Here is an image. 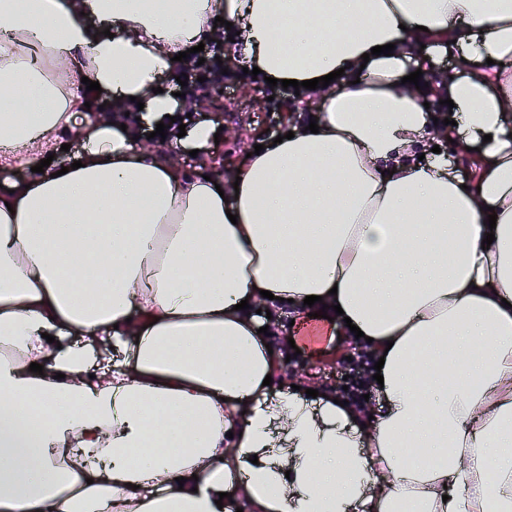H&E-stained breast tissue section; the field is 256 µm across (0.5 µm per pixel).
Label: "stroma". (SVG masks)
<instances>
[{"instance_id":"stroma-1","label":"stroma","mask_w":512,"mask_h":512,"mask_svg":"<svg viewBox=\"0 0 512 512\" xmlns=\"http://www.w3.org/2000/svg\"><path fill=\"white\" fill-rule=\"evenodd\" d=\"M204 44L211 56L228 61L229 86L215 104L191 108L187 124L193 127L206 120L212 127L220 129L219 150L224 154V163L220 166L212 164V155L208 152L194 157L176 152V159L186 171L206 166L211 173L218 174L246 164V155L253 152L255 145L276 139L287 131L289 124L301 126L313 118L312 108L301 103L294 88L273 87L244 73L239 59L232 54L229 40L217 43L208 38ZM229 124L236 125V132L223 133V126ZM295 317L290 308H282L277 318V334L271 339L279 357L288 360L287 366L280 368L277 382L287 387L298 383L312 389L333 391L342 394L360 410L376 409L379 397L370 381H363L360 388L355 389L346 387L344 380L345 375L350 374L354 360L366 353V346L349 336L331 338L334 324L327 319L307 318L304 328L299 329L291 324ZM291 336L305 346L303 353L294 357L284 345L285 338Z\"/></svg>"}]
</instances>
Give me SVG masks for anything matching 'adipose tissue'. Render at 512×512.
Instances as JSON below:
<instances>
[{
	"mask_svg": "<svg viewBox=\"0 0 512 512\" xmlns=\"http://www.w3.org/2000/svg\"><path fill=\"white\" fill-rule=\"evenodd\" d=\"M219 15L263 76L344 72L237 183L112 123L172 113ZM450 41L454 128L403 81ZM450 135L476 177L419 158ZM70 140L81 168L36 172ZM0 168V512H512V0H0ZM265 290L341 306L380 411L264 386Z\"/></svg>",
	"mask_w": 512,
	"mask_h": 512,
	"instance_id": "1",
	"label": "adipose tissue"
}]
</instances>
